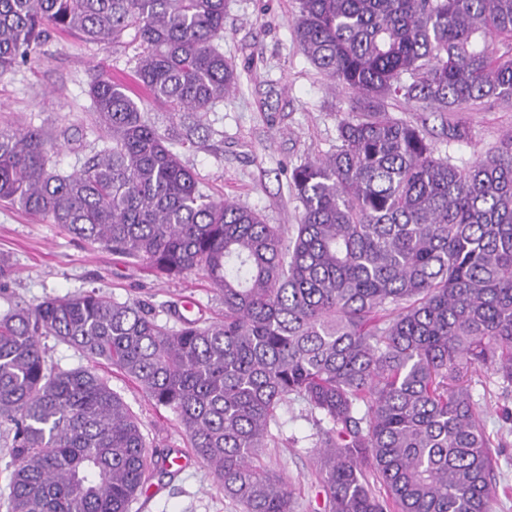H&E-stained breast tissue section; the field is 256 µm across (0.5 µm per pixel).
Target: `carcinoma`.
I'll return each mask as SVG.
<instances>
[{
    "instance_id": "obj_1",
    "label": "carcinoma",
    "mask_w": 512,
    "mask_h": 512,
    "mask_svg": "<svg viewBox=\"0 0 512 512\" xmlns=\"http://www.w3.org/2000/svg\"><path fill=\"white\" fill-rule=\"evenodd\" d=\"M295 41L353 94L330 155L294 168L293 235L199 189L138 91L212 110L237 83L218 41L225 0H0V77L38 63L50 32L143 47L88 97L102 144L57 168L56 135L0 129V202L125 255L156 278L203 273L207 322L144 298L47 297L0 316L6 512H131L147 440L96 373L48 361L53 337L104 360L172 412L242 512H294L257 463L288 403L309 408L324 512H492L495 461L469 373L512 384V136L460 166L404 100L436 112L512 101V0H297ZM129 41H124V37ZM448 122V144L468 141Z\"/></svg>"
}]
</instances>
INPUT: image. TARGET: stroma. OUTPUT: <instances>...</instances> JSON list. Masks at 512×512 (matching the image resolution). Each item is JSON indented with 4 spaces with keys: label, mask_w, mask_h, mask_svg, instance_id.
Masks as SVG:
<instances>
[{
    "label": "stroma",
    "mask_w": 512,
    "mask_h": 512,
    "mask_svg": "<svg viewBox=\"0 0 512 512\" xmlns=\"http://www.w3.org/2000/svg\"><path fill=\"white\" fill-rule=\"evenodd\" d=\"M296 0H227L224 56L235 67L236 88L204 117L194 145L183 142V114L148 107L158 132L198 177L203 192L258 211L269 224H298L302 206L290 174L294 167L333 152L337 108L351 96L331 92L327 82L298 48L293 33ZM42 60L0 78V128L33 124L82 134L83 145L98 131L89 109L93 74L131 75L137 46L116 52L111 46L67 34L53 35L41 48ZM392 117L423 130L439 154L457 164L482 159L512 134V104L491 102L466 112H432L404 101L391 103ZM471 130L469 142L449 145V121ZM0 258L14 273L0 291V314L14 304L34 305L47 297L96 290L119 301L146 296L154 303L182 300L184 315L215 317L223 306L204 275L155 279L111 250L90 245L49 219L33 218L0 202ZM48 359L69 369L92 368L140 419L149 443L150 466L144 491L131 512H239L225 499L207 466L187 443L174 414L156 410L118 369L91 362L66 344L47 339ZM473 400L492 439L498 460L494 472V512H512V385L483 368L471 378ZM312 422L304 404L291 403L282 436L284 448L263 449L260 460L283 478L296 500L295 512H323L322 478L315 459Z\"/></svg>",
    "instance_id": "obj_1"
}]
</instances>
